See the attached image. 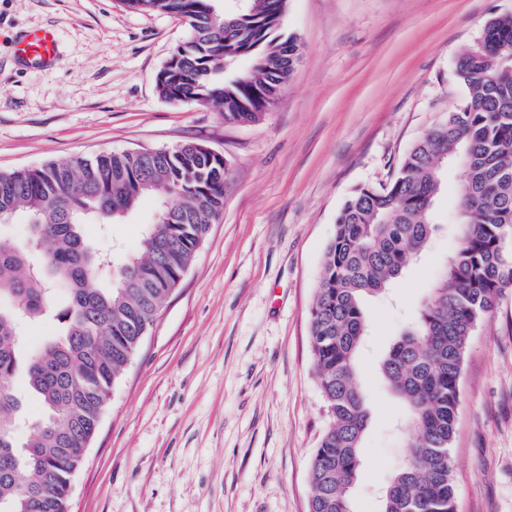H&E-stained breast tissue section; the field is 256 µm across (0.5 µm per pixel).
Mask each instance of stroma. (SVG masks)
I'll use <instances>...</instances> for the list:
<instances>
[{"label": "stroma", "instance_id": "stroma-1", "mask_svg": "<svg viewBox=\"0 0 512 512\" xmlns=\"http://www.w3.org/2000/svg\"><path fill=\"white\" fill-rule=\"evenodd\" d=\"M503 14L512 0H287L300 60L259 120L230 123L157 94L190 36L183 19L122 0H0V171L187 142L226 163L223 213L113 386L70 512H309L327 424L309 317L336 217L356 189L387 186L464 97L455 62ZM45 25L59 58L28 68L16 43ZM456 187L451 167L430 246L365 305L371 414L354 512H379L408 452L406 409L379 365L457 242ZM153 211L145 199L110 234L83 232L135 253ZM451 456L457 512H512V288L470 339Z\"/></svg>", "mask_w": 512, "mask_h": 512}]
</instances>
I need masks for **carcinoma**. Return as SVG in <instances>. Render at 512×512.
Returning <instances> with one entry per match:
<instances>
[{
	"label": "carcinoma",
	"mask_w": 512,
	"mask_h": 512,
	"mask_svg": "<svg viewBox=\"0 0 512 512\" xmlns=\"http://www.w3.org/2000/svg\"><path fill=\"white\" fill-rule=\"evenodd\" d=\"M178 16L191 35L156 77L159 97L215 104L224 120L254 121L278 99L300 59L281 32L287 0H124ZM512 15L486 21L456 60L465 98L412 146L392 183L363 187L341 208L310 311V345L328 425L309 462V512H353L370 409L358 383L366 297L386 292L426 251L434 202L457 164L458 246L381 370L407 409L409 453L380 512H455L451 444L470 336L512 286ZM240 60L245 70L235 71ZM149 197L153 222L137 254L114 257L81 232L120 224ZM224 210V157L188 142L170 154L107 153L38 169L0 171V211L23 215L30 235H0V512H68L67 487L84 462L107 393L179 285ZM118 276L101 279L112 263ZM66 288L63 303L58 287ZM52 326L20 353L24 325ZM26 372L41 415L23 445L14 378Z\"/></svg>",
	"instance_id": "1"
}]
</instances>
